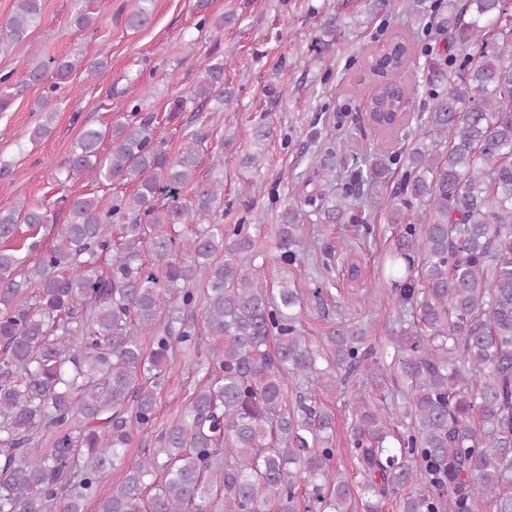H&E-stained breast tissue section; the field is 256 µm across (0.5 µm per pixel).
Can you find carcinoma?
I'll use <instances>...</instances> for the list:
<instances>
[{"mask_svg": "<svg viewBox=\"0 0 512 512\" xmlns=\"http://www.w3.org/2000/svg\"><path fill=\"white\" fill-rule=\"evenodd\" d=\"M14 4L0 27L27 48L41 0ZM153 4L136 0L126 26L142 28ZM195 8L216 33L231 22L211 16L209 0ZM429 20L435 43L397 38L362 62L373 82L356 116L370 127L366 169L338 185L333 159L352 144L330 135L303 202L285 205L273 228L284 268L303 259L305 216L364 236L367 199L402 171L380 259L399 324L389 363L343 322L311 345L298 290L269 286L255 265L251 225L222 224L232 139L214 141L203 116L233 95L218 57L172 101L173 113L189 103L197 112L176 154L150 117L86 128L55 174L56 199L0 209V512H85L90 501L97 512H351L357 502L363 512L391 502L398 512H485L488 503L512 512V0H435ZM316 42H336V18ZM420 56L430 72L422 87L407 80ZM82 65L94 76L107 60L33 65L31 80L49 81L39 101L47 117ZM420 88L428 103L413 115ZM412 115L433 139L399 147L391 135ZM76 176L132 190L70 196ZM58 204L66 219L51 246L35 234L12 245L19 225L55 221ZM181 224L192 225L188 235ZM198 305L200 328L183 318ZM204 334L203 385L159 447L101 496L104 475L154 425L168 353ZM387 376L405 383L390 393L391 426L370 395ZM326 391L354 393L351 474L334 465Z\"/></svg>", "mask_w": 512, "mask_h": 512, "instance_id": "carcinoma-1", "label": "carcinoma"}]
</instances>
